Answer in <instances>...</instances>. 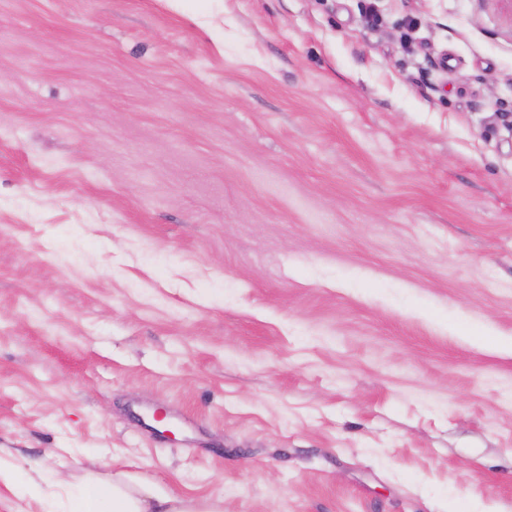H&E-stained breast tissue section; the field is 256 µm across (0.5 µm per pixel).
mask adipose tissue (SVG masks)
<instances>
[{
	"mask_svg": "<svg viewBox=\"0 0 512 512\" xmlns=\"http://www.w3.org/2000/svg\"><path fill=\"white\" fill-rule=\"evenodd\" d=\"M69 493L68 512H224L223 499H188L146 480L132 485L120 470L88 475Z\"/></svg>",
	"mask_w": 512,
	"mask_h": 512,
	"instance_id": "adipose-tissue-1",
	"label": "adipose tissue"
}]
</instances>
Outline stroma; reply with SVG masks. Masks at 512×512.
Returning <instances> with one entry per match:
<instances>
[{"mask_svg":"<svg viewBox=\"0 0 512 512\" xmlns=\"http://www.w3.org/2000/svg\"><path fill=\"white\" fill-rule=\"evenodd\" d=\"M363 3L0 0V462L512 512V14Z\"/></svg>","mask_w":512,"mask_h":512,"instance_id":"stroma-1","label":"stroma"}]
</instances>
